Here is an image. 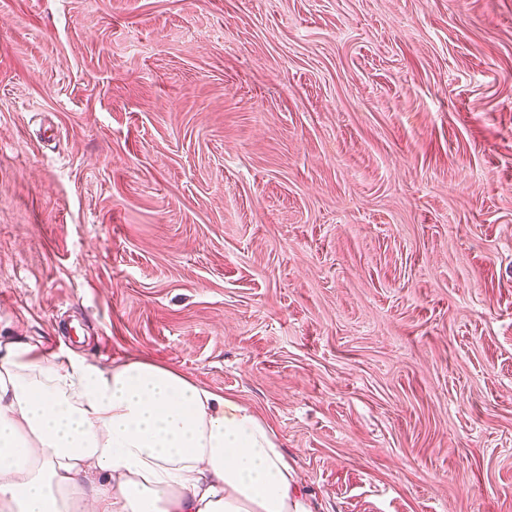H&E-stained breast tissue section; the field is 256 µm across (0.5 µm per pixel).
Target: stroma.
Instances as JSON below:
<instances>
[{"label": "stroma", "mask_w": 512, "mask_h": 512, "mask_svg": "<svg viewBox=\"0 0 512 512\" xmlns=\"http://www.w3.org/2000/svg\"><path fill=\"white\" fill-rule=\"evenodd\" d=\"M146 356L311 512H512V0H0V338Z\"/></svg>", "instance_id": "stroma-1"}]
</instances>
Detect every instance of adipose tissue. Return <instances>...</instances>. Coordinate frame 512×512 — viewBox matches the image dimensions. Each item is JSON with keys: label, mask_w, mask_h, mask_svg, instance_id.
<instances>
[{"label": "adipose tissue", "mask_w": 512, "mask_h": 512, "mask_svg": "<svg viewBox=\"0 0 512 512\" xmlns=\"http://www.w3.org/2000/svg\"><path fill=\"white\" fill-rule=\"evenodd\" d=\"M0 512H311L275 430L145 357L0 339Z\"/></svg>", "instance_id": "obj_1"}]
</instances>
